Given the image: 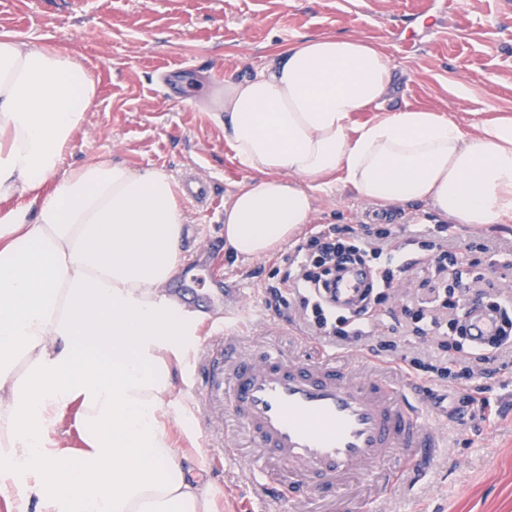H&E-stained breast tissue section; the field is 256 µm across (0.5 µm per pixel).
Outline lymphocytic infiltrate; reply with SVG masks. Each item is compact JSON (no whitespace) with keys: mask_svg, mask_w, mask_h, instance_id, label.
Returning a JSON list of instances; mask_svg holds the SVG:
<instances>
[{"mask_svg":"<svg viewBox=\"0 0 512 512\" xmlns=\"http://www.w3.org/2000/svg\"><path fill=\"white\" fill-rule=\"evenodd\" d=\"M347 247L356 252L359 264L366 265L376 259L383 262L382 267L375 270L371 287L362 293L363 304L356 309L338 308L327 296L336 283V257ZM424 248L428 252L427 267L431 275L425 280V291L414 304L404 305L402 311L427 320L433 335L444 336L451 331L464 334L463 319L448 323L442 314L445 308H464L469 304L468 299L448 290L449 284L457 280L455 268L463 263L464 255L459 245L451 243L445 235L425 243ZM399 253L391 228L380 224H363L356 229L349 226L318 229L298 244L293 253L284 256L282 286L272 289L271 297L276 300L282 291H289L298 304L299 317L310 336L344 346L351 344L366 335L373 302L379 301L383 293L395 291L398 275L408 271L409 265L400 260ZM491 305L501 313L504 329L483 354L484 368H460L452 361L427 364L406 355L399 359L402 370L425 382H452L460 375L474 380V387L460 394L458 410L483 420L495 413L484 395L485 383L492 377L489 365L500 355L512 353V295L498 293Z\"/></svg>","mask_w":512,"mask_h":512,"instance_id":"lymphocytic-infiltrate-1","label":"lymphocytic infiltrate"}]
</instances>
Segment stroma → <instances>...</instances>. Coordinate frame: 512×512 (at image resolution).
I'll return each instance as SVG.
<instances>
[{"mask_svg": "<svg viewBox=\"0 0 512 512\" xmlns=\"http://www.w3.org/2000/svg\"><path fill=\"white\" fill-rule=\"evenodd\" d=\"M1 33L73 54L94 80L96 96L67 164L106 157L135 170H162L174 181L192 170L214 183L215 204H183L184 256L208 249L231 293L184 357L172 394L178 415L168 429L189 455L204 460L216 512H290L264 491L268 485L287 489V470L256 448L229 411L196 405L201 345L226 334L244 353L267 350L309 361L331 354L339 368L397 381L399 353L423 339L407 332L399 352L373 358L363 341L343 348L309 338L302 323L289 320L291 295L282 296L280 311L267 309L266 289L278 285L282 256L296 243L253 260L225 255L224 205L258 174L234 159L224 124L204 98L225 80L250 77L268 56L301 38L352 36L390 57L400 76L396 104L437 111L470 132L480 118L512 115V0H0ZM173 69L184 70L200 93L178 99L163 90L159 76ZM388 214L407 261L425 256L408 238L437 236L444 224L421 204L399 203ZM374 217L364 198L337 190L319 197L305 230L370 224ZM447 227L466 250L469 282L488 293L512 287V223ZM491 239L501 252L487 250ZM490 385L497 416L460 425L448 417L454 396L445 384L430 383L428 420L442 437L428 468L402 478L384 499L368 478L344 487L353 512H512L511 356Z\"/></svg>", "mask_w": 512, "mask_h": 512, "instance_id": "stroma-1", "label": "stroma"}]
</instances>
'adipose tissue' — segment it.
<instances>
[{"label": "adipose tissue", "mask_w": 512, "mask_h": 512, "mask_svg": "<svg viewBox=\"0 0 512 512\" xmlns=\"http://www.w3.org/2000/svg\"><path fill=\"white\" fill-rule=\"evenodd\" d=\"M395 81L385 52L337 35L225 81L211 104L261 175L224 205L227 254L288 242L340 186L452 224L512 222V116L470 136L429 109L384 108ZM95 95L72 54L0 35V497L9 512H214L164 422L200 329L167 294L184 208L159 170H62ZM70 409L78 449L51 438Z\"/></svg>", "instance_id": "adipose-tissue-1"}]
</instances>
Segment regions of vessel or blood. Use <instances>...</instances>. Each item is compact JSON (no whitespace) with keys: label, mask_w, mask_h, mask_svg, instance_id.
Wrapping results in <instances>:
<instances>
[{"label":"vessel or blood","mask_w":512,"mask_h":512,"mask_svg":"<svg viewBox=\"0 0 512 512\" xmlns=\"http://www.w3.org/2000/svg\"><path fill=\"white\" fill-rule=\"evenodd\" d=\"M180 187L187 198L210 205V180L185 176ZM206 271L202 260L188 262L177 292L211 307L223 305L224 281ZM370 278L366 268L348 267L336 281L337 304L356 305ZM467 322L476 349L499 333L498 316L487 310L469 309ZM209 357L195 389L200 404L224 400L256 445L289 471L290 494H319L329 512H350V501L338 496L349 476H370L378 492L386 493L398 480L383 467L388 457L397 452L409 463L419 450L439 445L425 419L428 403L410 381L352 377L331 359L302 363L271 352L243 357L224 343L210 347Z\"/></svg>","instance_id":"obj_1"}]
</instances>
